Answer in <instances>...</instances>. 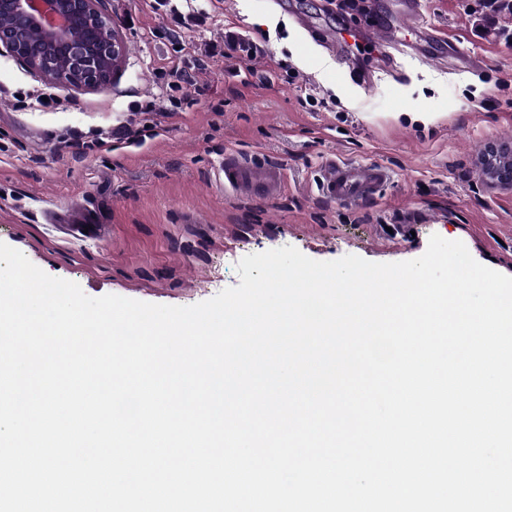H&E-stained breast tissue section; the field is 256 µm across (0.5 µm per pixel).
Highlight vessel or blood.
Here are the masks:
<instances>
[{
	"mask_svg": "<svg viewBox=\"0 0 512 512\" xmlns=\"http://www.w3.org/2000/svg\"><path fill=\"white\" fill-rule=\"evenodd\" d=\"M368 40L384 54L402 46L419 50L434 44L448 57L463 56L467 67L481 64L479 56L462 55L457 44L438 36L436 27L424 18L421 0H406L401 24L379 20ZM391 178L390 170L381 164H352L332 159L320 173L319 189L330 200L352 204L376 196ZM218 181L227 191L266 198L277 197L285 188V174L280 166L235 150L226 152L220 160Z\"/></svg>",
	"mask_w": 512,
	"mask_h": 512,
	"instance_id": "1",
	"label": "vessel or blood"
}]
</instances>
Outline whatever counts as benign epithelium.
<instances>
[{
  "label": "benign epithelium",
  "instance_id": "7a95c632",
  "mask_svg": "<svg viewBox=\"0 0 512 512\" xmlns=\"http://www.w3.org/2000/svg\"><path fill=\"white\" fill-rule=\"evenodd\" d=\"M0 17L15 20L0 27V48L47 83L96 90L110 83L124 58L104 0H0ZM33 32L39 41H31ZM484 163L492 181L512 186V151L491 145Z\"/></svg>",
  "mask_w": 512,
  "mask_h": 512
}]
</instances>
